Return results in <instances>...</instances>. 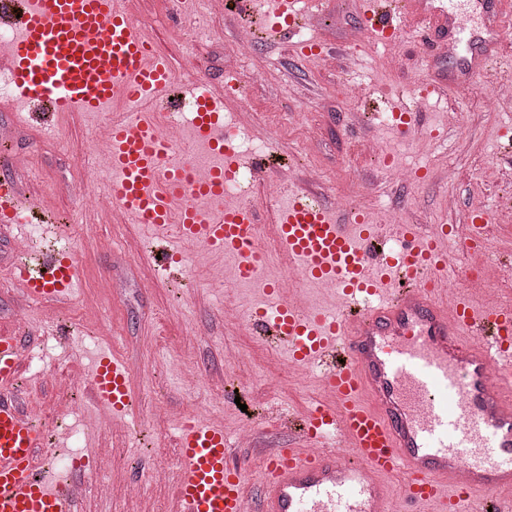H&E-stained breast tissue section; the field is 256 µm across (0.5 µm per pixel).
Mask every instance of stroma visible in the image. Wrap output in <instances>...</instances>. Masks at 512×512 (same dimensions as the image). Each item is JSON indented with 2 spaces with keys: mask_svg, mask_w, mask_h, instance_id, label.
I'll return each mask as SVG.
<instances>
[{
  "mask_svg": "<svg viewBox=\"0 0 512 512\" xmlns=\"http://www.w3.org/2000/svg\"><path fill=\"white\" fill-rule=\"evenodd\" d=\"M128 7L187 82L202 74L215 88L234 75L244 79L249 111H236L233 96L224 97V124L237 132L233 146L243 161L256 156L253 140L266 134L273 135L278 157L300 161L290 177L273 168L255 178L247 201L259 224H272L285 197L303 187L347 222L360 216L384 224L394 210L405 224H463L470 211L485 209L495 214L485 273L493 288L512 291V276L500 266L512 256V160L501 155L512 134V100L492 107L487 99L499 83L512 81V26L504 30L499 59L486 67H473L476 51L460 39L445 66L464 75L462 87L426 97L431 64L415 23L400 22L391 43H370L357 29L363 0H328L307 31L321 54L262 41L246 61L234 52L235 17L211 11L205 0H184L176 12L169 0H128ZM403 102L420 114L418 129L406 136L392 129V114ZM124 112L120 105L108 113L66 112L52 132L26 112H0V134L13 146L0 177L15 178L58 216L54 223L0 228V329L15 330L26 354L21 404L44 410L52 447L109 457L106 477L76 474L83 487L78 512H170L181 471L177 439L187 421L249 422L252 440L235 443L233 460L245 471L252 500H259L261 451L287 447L281 416L324 398L319 370L297 368L285 350L240 331L236 316L254 313L259 295L239 282L232 256L176 241L183 271L170 275L155 263L144 225L114 222L112 214L71 195L75 180L107 190L105 151H90L89 142L109 116ZM370 139L378 157L362 150ZM385 161L421 166L427 176L396 180L382 169ZM448 168L454 180L443 179ZM280 178L282 198H267L265 184ZM20 234L38 251L57 239L69 246L77 266L73 301L60 306L26 297L14 270L13 240ZM214 267L223 269V284L209 282ZM104 348L129 368L136 404L132 417L97 427L89 367L92 354ZM232 379L244 383L235 399L226 393ZM137 473L143 476L139 495L125 494ZM103 480L115 484V493H100Z\"/></svg>",
  "mask_w": 512,
  "mask_h": 512,
  "instance_id": "1",
  "label": "stroma"
}]
</instances>
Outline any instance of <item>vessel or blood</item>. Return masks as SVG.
I'll return each instance as SVG.
<instances>
[{
  "mask_svg": "<svg viewBox=\"0 0 512 512\" xmlns=\"http://www.w3.org/2000/svg\"><path fill=\"white\" fill-rule=\"evenodd\" d=\"M241 13L266 28L271 41L292 37L297 17L321 0H237ZM487 27L483 62L501 51ZM414 19L431 61H443L454 20L434 0H366L367 40H393L396 21ZM0 27L12 31L0 59L17 102L48 120L58 112L128 114L106 141L114 205L149 227L163 248L161 267L182 262L166 252L176 239L238 259L239 278L255 280L262 237L251 205H226L224 184L241 159L224 133V93L199 81L188 141L208 158L209 176L194 177L191 159H176L161 134L160 108L178 95L169 58L150 46L126 0H0ZM215 204L206 212L197 200ZM33 194L0 182V223L27 221ZM491 216L472 211L467 225L340 223L310 192L290 197L275 220L278 240L306 277L334 285L336 311L295 307L277 284L261 285L257 335L283 347L293 364L321 367L326 399L289 418L293 443L264 450L258 512H389L391 478L416 512H512V300L448 297L441 250L455 238L461 252L480 254ZM26 295L59 303L75 293L73 258L48 255L19 277ZM24 360L14 333L0 331V512H68L72 483L36 473L43 434L23 409L16 382ZM94 396L112 416L135 407L128 368L98 353ZM457 401L447 408L446 396ZM181 474L172 512H249L241 469L223 426L185 422L177 440Z\"/></svg>",
  "mask_w": 512,
  "mask_h": 512,
  "instance_id": "vessel-or-blood-1",
  "label": "vessel or blood"
}]
</instances>
